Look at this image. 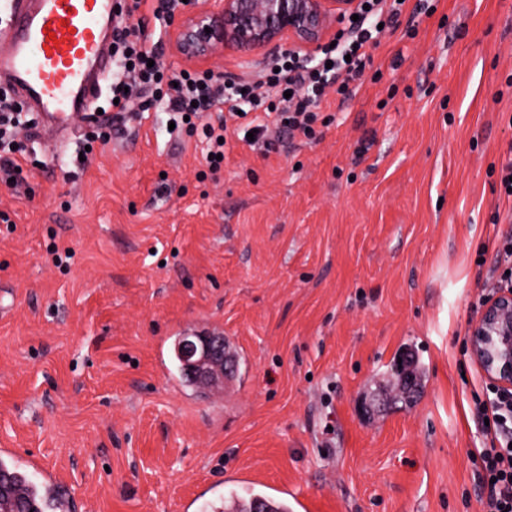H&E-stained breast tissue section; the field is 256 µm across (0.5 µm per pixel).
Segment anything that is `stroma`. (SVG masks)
<instances>
[{"instance_id": "obj_1", "label": "stroma", "mask_w": 512, "mask_h": 512, "mask_svg": "<svg viewBox=\"0 0 512 512\" xmlns=\"http://www.w3.org/2000/svg\"><path fill=\"white\" fill-rule=\"evenodd\" d=\"M371 49L318 140L263 156L136 99L107 144L20 125L0 175V448L34 456L85 512H203L230 492L293 512H479L468 333L500 275L512 201V0H430ZM265 53L201 62L254 77ZM242 350L222 396L173 344ZM412 406L383 376L406 349ZM395 372L402 383V398L401 403L407 406L412 404L418 393L423 389L426 376L420 366H416L413 356L410 355L404 359L399 367H396ZM424 375V379H423Z\"/></svg>"}]
</instances>
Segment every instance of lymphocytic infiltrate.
<instances>
[{"label": "lymphocytic infiltrate", "mask_w": 512, "mask_h": 512, "mask_svg": "<svg viewBox=\"0 0 512 512\" xmlns=\"http://www.w3.org/2000/svg\"><path fill=\"white\" fill-rule=\"evenodd\" d=\"M144 0H121L113 17L112 54L122 70L113 75L111 98L117 111H127L134 94L145 92L164 100L176 126L189 135H202L208 144L210 170L221 166V143L229 125L255 132L266 141L268 151L279 152L285 140H315L318 107L329 95L344 100L354 95L355 83L371 63L370 48L383 33L393 30L404 10L402 0H362L357 20L348 21L313 59L291 56L275 60L252 79L224 77L210 71L180 70L171 74L153 61L157 49L150 45L144 23H133ZM227 116H220V108ZM24 110L10 93L0 94V171L20 173L18 155L23 143L13 141L11 131ZM217 120H208L210 112ZM477 416L488 419L483 432L489 439L476 462L477 482L482 490L481 512H512V393L487 388L477 404Z\"/></svg>", "instance_id": "1"}]
</instances>
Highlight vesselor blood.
Listing matches in <instances>:
<instances>
[{"label": "vessel or blood", "mask_w": 512, "mask_h": 512, "mask_svg": "<svg viewBox=\"0 0 512 512\" xmlns=\"http://www.w3.org/2000/svg\"><path fill=\"white\" fill-rule=\"evenodd\" d=\"M115 0H0V74L41 119L68 127L107 73Z\"/></svg>", "instance_id": "1"}]
</instances>
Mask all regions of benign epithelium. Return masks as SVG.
Segmentation results:
<instances>
[{
  "label": "benign epithelium",
  "mask_w": 512,
  "mask_h": 512,
  "mask_svg": "<svg viewBox=\"0 0 512 512\" xmlns=\"http://www.w3.org/2000/svg\"><path fill=\"white\" fill-rule=\"evenodd\" d=\"M360 0H195L172 25L171 48L194 63L218 50L241 55L290 51L309 59L353 14ZM211 32H205V29ZM471 355L494 385L512 389V288L490 298L470 327ZM176 353L188 369L200 372L224 359V337L188 332Z\"/></svg>",
  "instance_id": "obj_1"
}]
</instances>
